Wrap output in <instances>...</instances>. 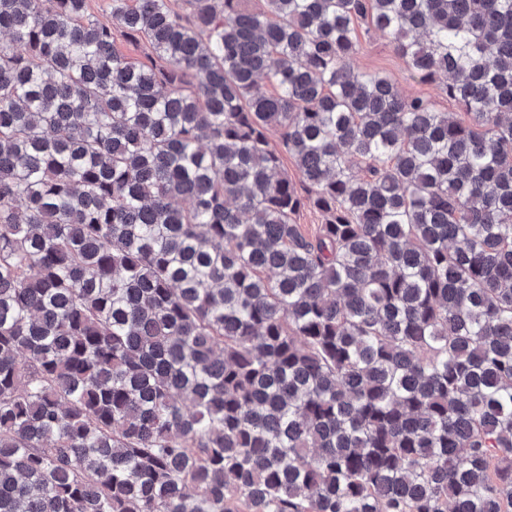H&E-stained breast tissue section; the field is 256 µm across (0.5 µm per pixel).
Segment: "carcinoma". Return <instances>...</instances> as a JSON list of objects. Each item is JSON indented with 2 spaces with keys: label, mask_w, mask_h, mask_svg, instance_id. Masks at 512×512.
Segmentation results:
<instances>
[{
  "label": "carcinoma",
  "mask_w": 512,
  "mask_h": 512,
  "mask_svg": "<svg viewBox=\"0 0 512 512\" xmlns=\"http://www.w3.org/2000/svg\"><path fill=\"white\" fill-rule=\"evenodd\" d=\"M244 2L0 0V512H512V0ZM353 63L360 72L389 75L403 95L419 96L439 112H453L457 118L464 117L463 111L444 92L443 79L422 81L414 76L396 54L390 40L379 32H367L364 25L358 29Z\"/></svg>",
  "instance_id": "cac0c4a2"
}]
</instances>
